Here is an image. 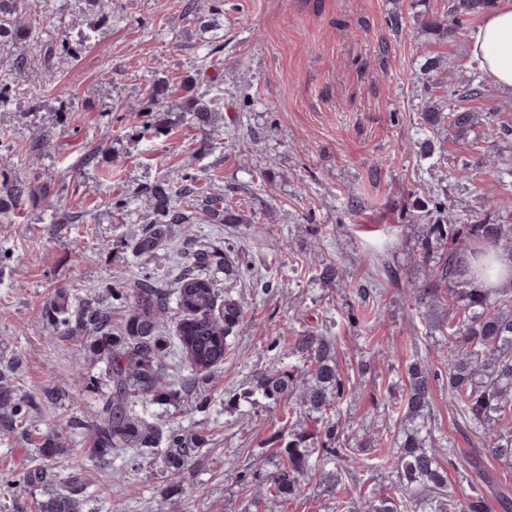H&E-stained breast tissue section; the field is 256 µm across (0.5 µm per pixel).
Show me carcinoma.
<instances>
[{
	"instance_id": "1",
	"label": "carcinoma",
	"mask_w": 512,
	"mask_h": 512,
	"mask_svg": "<svg viewBox=\"0 0 512 512\" xmlns=\"http://www.w3.org/2000/svg\"><path fill=\"white\" fill-rule=\"evenodd\" d=\"M494 0H448V21L423 14L417 21L421 28L446 40L459 38L468 18L483 12ZM47 6L45 0H0V50L26 46L34 41L40 18ZM67 50L64 40L45 43L40 54L50 66L60 52ZM204 78L187 80L190 92L184 112L206 122L224 111V93L195 91ZM169 87L153 84L139 103L138 111L156 112L169 96ZM489 90L479 72L462 87L450 88L438 100H427L420 112L419 151L429 155L436 146L432 136L451 129L458 137L474 134V140H489L497 134L512 135V120L499 128L479 131V114L462 103L485 98ZM0 184L6 186L7 198H0V211L19 203L27 193L21 183L8 184L6 173H0ZM200 188L191 176L182 184L164 180L151 188L156 219L150 226L126 243L138 260L134 287L124 283L112 289V301L128 308L129 315L118 332L112 331V312L88 303L74 304L68 293H58L49 325L66 334L89 333L93 338V354L106 363L108 395L93 419L77 417L76 429L87 431L89 448L85 457L98 465L110 466L123 457V471H137L157 451L163 452L161 463L170 476H180L192 458L201 436L164 427L137 409L142 401L153 404L176 403L182 392L190 390L196 380L214 374L224 363L229 338L243 325L245 313L241 304L216 288V281L203 276L195 268L214 262L224 263V274L247 272L232 244L224 250L199 249L193 256V267L180 271L174 281L177 304L184 312L177 330V347L190 367V375L177 377L166 371L167 340L162 321L169 309L168 289L149 269V262L161 246L169 224H192L194 197ZM219 224H239L243 217L229 205L213 213ZM426 220L420 243L423 257L431 268L424 280L407 293L412 307L426 308L435 315L446 301L461 304L459 316L438 323L448 353L441 366L418 358L409 363L407 392L400 406L401 428L395 451L382 460V465L396 472L397 482L369 501V512H489L486 489L495 478L477 457L455 451L440 442L433 424L432 391L438 379L448 384V394L457 415L478 437L484 453L495 460L512 464V426L503 418L512 412V295L505 289L478 288L473 271H486L488 263L479 262L487 251L512 246L511 224H489L476 218L461 222L448 213V206L438 195L430 197L424 207ZM288 357L292 365L275 364L262 375L256 386L229 396L238 404L259 399L274 407H284L294 416L302 409L311 416L314 429L289 424L272 439L281 458L279 469L263 474L252 471L239 475L240 486L260 498L288 500L297 495L306 480L327 475L326 466L359 465L358 449L371 447L372 440L354 448H344L341 432L334 422L336 411L350 395L338 364V348L331 336L305 330ZM31 405L19 398L12 386L0 380V422L8 427L22 425ZM44 465L23 471L19 480L43 489L36 502V512H85L89 482L76 473L80 461L71 449L54 439L39 448ZM460 475L459 487L448 485V467ZM329 476V475H327ZM331 488L340 491V480L329 476Z\"/></svg>"
}]
</instances>
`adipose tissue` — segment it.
<instances>
[{"mask_svg":"<svg viewBox=\"0 0 512 512\" xmlns=\"http://www.w3.org/2000/svg\"><path fill=\"white\" fill-rule=\"evenodd\" d=\"M469 47L501 93L512 96V0H498L470 32Z\"/></svg>","mask_w":512,"mask_h":512,"instance_id":"1","label":"adipose tissue"}]
</instances>
